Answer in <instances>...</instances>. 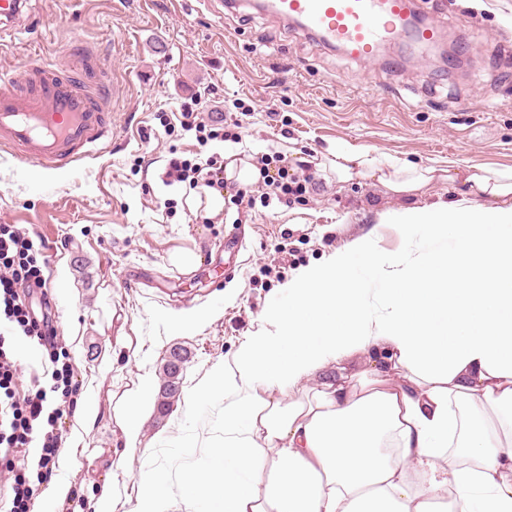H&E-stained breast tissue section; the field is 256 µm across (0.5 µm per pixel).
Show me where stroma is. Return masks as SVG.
I'll use <instances>...</instances> for the list:
<instances>
[{
  "mask_svg": "<svg viewBox=\"0 0 512 512\" xmlns=\"http://www.w3.org/2000/svg\"><path fill=\"white\" fill-rule=\"evenodd\" d=\"M415 7L458 36L463 68L432 65L403 45L390 50L397 65L356 63L276 18L221 12L216 0H37L24 29L0 42V70L11 74L34 58L67 64L82 48L113 78L112 137L99 155L52 176L0 141V224L43 243L73 398L97 408L80 444L61 445L51 479L67 496L35 494L32 512H95L107 487L113 512H132L148 452L173 473L203 467L223 435L225 399L192 393L215 366L234 370L241 346L269 328L283 285L357 238L390 258L422 237L382 220L405 203L375 180L340 184L322 168L336 147L465 175L512 168V0ZM192 95L239 142L202 148L180 129V103ZM175 153L193 162L275 153L315 183L286 204L257 185L225 182L224 210L210 219L190 207L185 184L162 191ZM448 201L483 203L464 179L435 181L416 199ZM182 252L197 255L192 270L172 263ZM62 262L71 276L63 291L55 284ZM183 310L205 317L183 330L172 319ZM174 347L187 354L180 392L167 411L144 415L137 446L127 447L118 408L142 377L162 386Z\"/></svg>",
  "mask_w": 512,
  "mask_h": 512,
  "instance_id": "obj_1",
  "label": "stroma"
}]
</instances>
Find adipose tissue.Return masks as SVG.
<instances>
[{"instance_id": "1", "label": "adipose tissue", "mask_w": 512, "mask_h": 512, "mask_svg": "<svg viewBox=\"0 0 512 512\" xmlns=\"http://www.w3.org/2000/svg\"><path fill=\"white\" fill-rule=\"evenodd\" d=\"M338 183L373 178L390 194L424 192L432 167L377 168L337 149ZM474 182L491 206H409L407 227L458 237L451 249L385 259L358 239L288 281L287 307L216 367L198 398L231 393L224 441L200 471L171 477L144 461L133 512H512V168ZM384 343L371 376L341 361ZM322 374L305 399L277 400ZM151 379L131 389L127 447L139 442Z\"/></svg>"}]
</instances>
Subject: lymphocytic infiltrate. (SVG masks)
Here are the masks:
<instances>
[{
  "label": "lymphocytic infiltrate",
  "instance_id": "1",
  "mask_svg": "<svg viewBox=\"0 0 512 512\" xmlns=\"http://www.w3.org/2000/svg\"><path fill=\"white\" fill-rule=\"evenodd\" d=\"M258 168L264 186L277 198L298 196L312 182V175L297 176L279 155L261 156ZM167 183H185L191 189L223 188L224 164L209 157L194 164L181 157L170 158L165 171ZM45 284L33 240L13 224H0V317L9 325L0 333V469L11 474L12 497L7 512H31L34 480L52 473L61 451L60 420L71 405L73 372L60 360L55 337L49 336L29 312L32 288ZM19 334L44 347L50 362L48 379H34L24 397H17L15 378L18 364L10 349V334ZM38 447L37 460L28 450Z\"/></svg>",
  "mask_w": 512,
  "mask_h": 512
}]
</instances>
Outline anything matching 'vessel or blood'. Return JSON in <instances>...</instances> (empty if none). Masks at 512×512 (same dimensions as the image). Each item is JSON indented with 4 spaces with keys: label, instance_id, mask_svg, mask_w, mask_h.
<instances>
[{
    "label": "vessel or blood",
    "instance_id": "1",
    "mask_svg": "<svg viewBox=\"0 0 512 512\" xmlns=\"http://www.w3.org/2000/svg\"><path fill=\"white\" fill-rule=\"evenodd\" d=\"M224 6L277 15L363 62L375 59L384 44L404 40V21L413 9L412 0H225ZM28 8V0H0V33L16 30ZM70 66L71 75L43 60L18 78L0 79V140L16 147L18 158L48 171L94 153L111 135L108 73L92 68L83 52Z\"/></svg>",
    "mask_w": 512,
    "mask_h": 512
}]
</instances>
